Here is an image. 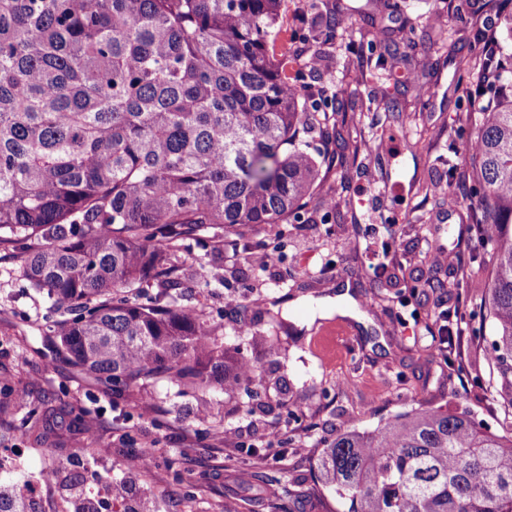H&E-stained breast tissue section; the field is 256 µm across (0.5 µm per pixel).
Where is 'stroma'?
<instances>
[{"mask_svg": "<svg viewBox=\"0 0 512 512\" xmlns=\"http://www.w3.org/2000/svg\"><path fill=\"white\" fill-rule=\"evenodd\" d=\"M344 2L349 20L329 40L315 15L334 0L282 4L279 46L321 57L318 68L303 64L295 74L303 98L319 102L347 143L343 158L322 163L303 220L208 228L172 253L184 278L180 305L217 325L225 347L237 345L239 321L248 319V390L102 386L55 347L52 331L65 308L33 288L19 259L0 248V449L18 451L14 468L0 470V492L20 493L52 466L59 478L43 488L36 512H72L76 498L103 497L112 481L127 482L130 492L107 512H129L143 498L152 512H275L299 485L307 494L294 512H336L314 479L323 439L349 425L375 427L420 402L487 422L503 417L502 400L473 382L489 365L469 338L459 344L467 369L452 374L431 336L439 311L479 306L490 272L487 255L469 240L468 201L452 212L444 197L422 189L427 181L460 185L448 167L464 162L458 119L472 87L458 62L475 33L460 30L449 0H401V13L377 30L371 0ZM435 14L454 28L451 39H427ZM381 29L394 31L408 63L377 65L369 43ZM378 123L392 135L372 151ZM254 250L279 260L254 270L247 262ZM430 250L445 252L447 263L430 266L423 259ZM418 278L436 287L422 301L408 300ZM256 293L264 300L258 309L250 304ZM37 401L57 412L39 440L21 427ZM80 410L102 422L92 437L71 422ZM227 428L236 443H223ZM141 448L154 451L149 465L132 463Z\"/></svg>", "mask_w": 512, "mask_h": 512, "instance_id": "stroma-1", "label": "stroma"}]
</instances>
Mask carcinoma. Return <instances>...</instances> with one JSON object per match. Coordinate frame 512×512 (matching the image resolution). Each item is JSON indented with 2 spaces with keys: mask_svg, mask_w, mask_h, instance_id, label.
Wrapping results in <instances>:
<instances>
[{
  "mask_svg": "<svg viewBox=\"0 0 512 512\" xmlns=\"http://www.w3.org/2000/svg\"><path fill=\"white\" fill-rule=\"evenodd\" d=\"M512 33V0H492ZM282 0H0V247L66 307L60 353L115 390L250 382L241 348L178 304L169 250L212 226L298 222L319 179L301 101L277 53ZM486 4L459 15L483 23ZM337 8L316 17L325 38ZM480 90L462 119L474 249L491 255L484 303L438 313L494 365L512 408V53L481 37L462 59ZM156 283L158 298L123 296ZM347 512H512V435L470 412L420 406L347 427L316 463Z\"/></svg>",
  "mask_w": 512,
  "mask_h": 512,
  "instance_id": "cac0c4a2",
  "label": "carcinoma"
}]
</instances>
